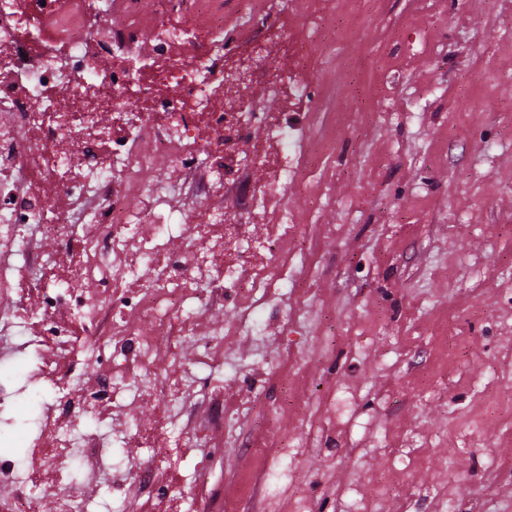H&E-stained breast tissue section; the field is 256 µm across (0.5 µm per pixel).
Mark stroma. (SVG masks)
<instances>
[{
    "mask_svg": "<svg viewBox=\"0 0 512 512\" xmlns=\"http://www.w3.org/2000/svg\"><path fill=\"white\" fill-rule=\"evenodd\" d=\"M263 73L225 102L304 112L280 77L288 46L267 30ZM320 78L345 90L336 151L284 204L319 237L321 266L277 283L263 336H232L223 370L191 350L156 362L224 397L230 421L197 502L222 512H512V0H358L336 18ZM165 221L198 223L176 166ZM30 260L12 300L15 342L41 335ZM289 366L304 413L269 426L274 371ZM482 422L462 425L473 409ZM300 443L261 465L255 443Z\"/></svg>",
    "mask_w": 512,
    "mask_h": 512,
    "instance_id": "obj_1",
    "label": "stroma"
}]
</instances>
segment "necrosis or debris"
Here are the masks:
<instances>
[{"instance_id": "obj_1", "label": "necrosis or debris", "mask_w": 512, "mask_h": 512, "mask_svg": "<svg viewBox=\"0 0 512 512\" xmlns=\"http://www.w3.org/2000/svg\"><path fill=\"white\" fill-rule=\"evenodd\" d=\"M190 8L193 18L181 28L158 22L142 27L143 14ZM313 36L284 31L300 73L297 89L316 98L326 88L306 79L311 47L326 44L323 19L312 21ZM235 31L224 21V0H44L30 12L24 0H0V263L23 250L29 237L53 240L55 254L37 256L38 266L56 257L78 255L70 268L72 281L92 280L100 290L95 300L74 297L69 288H43L40 308L48 324L43 338L66 358L40 361L31 369L30 388L42 405V424L32 439L38 472L58 478L67 462L95 456L99 471L112 476L113 512H135L125 491L135 480L151 500L170 498L164 472L177 468L179 450L200 440L218 438L224 430V404L210 399L204 421L193 417L183 384L154 373L158 357L173 356L184 347L221 355L224 333L197 335L193 321L215 300L229 298L247 331L262 333L255 310L268 290L287 279L296 253V218L282 210L264 238L253 225L265 222L266 202L294 186L306 172L312 151L307 130L318 112H307L299 124L287 115L241 112L215 99L223 88L224 56L233 50ZM202 46L188 66L172 63L184 43ZM116 54L119 63L104 79L95 76L100 53ZM153 71L159 81L182 87L184 98L163 97L153 84L138 81ZM71 85V102L47 99L61 81ZM148 100V111H130L112 99L113 88ZM112 122L98 123L100 110ZM266 131L264 142L252 140L254 126ZM280 147L276 171L266 185L253 184L248 174L265 166L270 144ZM108 147L107 162L98 150ZM81 156L73 170L72 156ZM177 164L188 175L207 167L204 190L222 187L239 213L235 224L222 223L211 212L202 224L183 227L184 243L173 247L172 227L154 222L165 196L162 188L145 190L138 175ZM56 190L60 204L41 208L29 193L35 179ZM152 222L151 235L141 227ZM78 224L92 225L91 235L75 238ZM222 263H214V254ZM153 269L149 281L139 279L142 265ZM88 353L100 372L93 387L83 385V372L70 361L73 351ZM149 399L163 414L187 415L175 435V446L164 455L129 469L108 444L76 436L79 421L97 407ZM0 512H89V500L77 489L45 496L39 482L20 475L14 460L0 456Z\"/></svg>"}]
</instances>
